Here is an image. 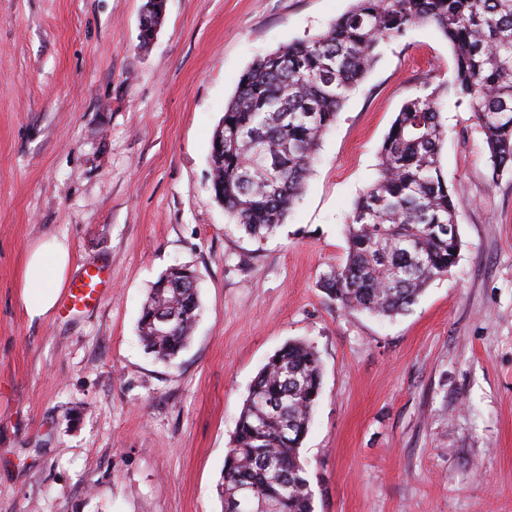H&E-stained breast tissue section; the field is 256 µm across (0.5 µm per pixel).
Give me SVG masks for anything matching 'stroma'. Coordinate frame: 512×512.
Instances as JSON below:
<instances>
[{"mask_svg": "<svg viewBox=\"0 0 512 512\" xmlns=\"http://www.w3.org/2000/svg\"><path fill=\"white\" fill-rule=\"evenodd\" d=\"M143 3L0 0V512H222L237 417L296 339L323 372L300 450L315 512H512V172L493 175L471 113L441 114L456 265L392 319L319 286L402 103L450 77L448 42L421 24L383 48L258 240L210 191L213 133L257 56L351 0H165L145 48ZM53 235L104 294L33 320L21 272ZM178 264L201 278V313L166 363L138 321Z\"/></svg>", "mask_w": 512, "mask_h": 512, "instance_id": "1", "label": "stroma"}]
</instances>
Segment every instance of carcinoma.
Masks as SVG:
<instances>
[{
	"label": "carcinoma",
	"mask_w": 512,
	"mask_h": 512,
	"mask_svg": "<svg viewBox=\"0 0 512 512\" xmlns=\"http://www.w3.org/2000/svg\"><path fill=\"white\" fill-rule=\"evenodd\" d=\"M162 17L144 7L148 44ZM419 24L434 26L454 54L450 79L405 100L379 150L378 176L357 198L346 224L347 255L320 287L345 310L393 317L453 267L461 249L462 201L443 174L445 102L463 106L481 128L494 174L512 172V0H353L324 32L258 57L242 74L214 132L211 190L246 234L263 238L301 198L324 134L388 40ZM199 277L171 267L151 288L139 319L147 351L172 361L199 315ZM175 313L172 328L154 320ZM322 388L316 349L293 340L257 375L225 460L224 512L240 486L273 512H314L300 459Z\"/></svg>",
	"instance_id": "obj_1"
}]
</instances>
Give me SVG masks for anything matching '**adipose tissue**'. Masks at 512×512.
Masks as SVG:
<instances>
[{"label": "adipose tissue", "instance_id": "adipose-tissue-1", "mask_svg": "<svg viewBox=\"0 0 512 512\" xmlns=\"http://www.w3.org/2000/svg\"><path fill=\"white\" fill-rule=\"evenodd\" d=\"M71 265L66 238L51 236L29 247L22 274L21 302L30 318H43L54 311Z\"/></svg>", "mask_w": 512, "mask_h": 512}]
</instances>
